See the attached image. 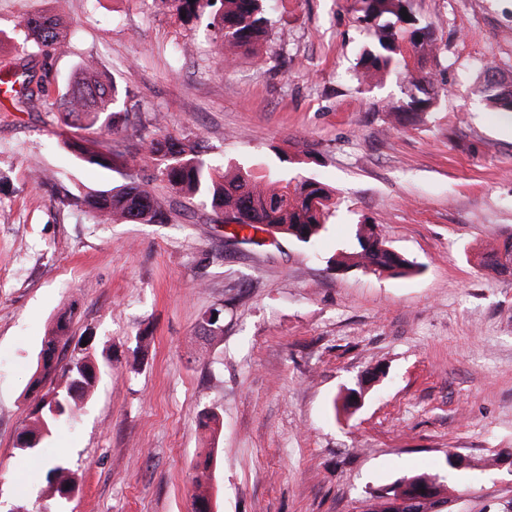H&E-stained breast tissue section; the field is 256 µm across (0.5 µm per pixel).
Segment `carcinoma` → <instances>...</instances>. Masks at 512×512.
<instances>
[{"label": "carcinoma", "mask_w": 512, "mask_h": 512, "mask_svg": "<svg viewBox=\"0 0 512 512\" xmlns=\"http://www.w3.org/2000/svg\"><path fill=\"white\" fill-rule=\"evenodd\" d=\"M167 11L186 24L213 14L214 33L224 44L226 61L245 55L254 49L269 33L270 21L264 9V0H160ZM410 0H357L360 22L373 30V42L363 48L359 61L361 92L371 91L384 74L403 69L411 74L405 100L392 104L388 115L399 125H410L436 107L441 92L429 93L428 61L437 58L439 47L427 26L416 23L413 16L403 18L402 9L409 8ZM67 27L51 15L41 16L35 25H27V41L32 56L48 60L66 43ZM13 77L20 84L25 98L48 95L49 71L37 73L29 59L16 63ZM496 67L485 68V84L480 88L485 105L496 112H512V89L494 82ZM105 115L108 128L114 134L124 131L130 111L119 104L115 86L91 71L87 64L78 67L71 93L62 104L61 120L73 125L89 116ZM68 147L82 162L102 168H112L113 154L98 149L94 141L70 143ZM149 155L160 161V176L169 188L180 195L209 196L211 207L218 215L240 228L271 232L309 244L318 239L335 205L333 191L320 181L300 173L257 175L251 169H240L231 174L219 172L210 160L198 150L196 143L183 141L172 135L151 137L147 141ZM68 204L85 206L86 213L97 221L116 224H163L167 209L143 182L130 180L125 185L100 190L94 194L71 195ZM378 225L363 222L355 225L353 246L332 260L337 269L362 268L374 274L405 277L418 272L420 265L403 254L396 255L382 249L386 242L377 231ZM486 265L504 273L512 269V240L503 248L489 254ZM66 319L58 321L56 330L46 336L41 353H54L65 340L61 333ZM51 379L49 388L34 398L33 413L37 414L28 426L26 452L40 448L42 440L53 428L74 417L80 405L97 386L94 362L83 355L64 366L44 362L40 380ZM211 452L196 463L195 481L198 492L193 497L192 512H211V501L203 489V478L209 468ZM53 495L66 500L76 491L70 468L62 461H54L47 474ZM435 474H418L404 478L391 486L386 494L410 501L404 512H432L441 502L428 498L420 490L435 482Z\"/></svg>", "instance_id": "carcinoma-1"}]
</instances>
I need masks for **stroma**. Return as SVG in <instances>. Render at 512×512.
<instances>
[{"instance_id":"obj_1","label":"stroma","mask_w":512,"mask_h":512,"mask_svg":"<svg viewBox=\"0 0 512 512\" xmlns=\"http://www.w3.org/2000/svg\"><path fill=\"white\" fill-rule=\"evenodd\" d=\"M410 6L448 96L402 127L388 115L402 75L357 91L373 32L354 0H267L266 42L231 65L206 20L181 23L159 0H0V79L27 16L48 11L70 32L49 61L51 98L90 62L132 108L114 135L0 94V512H191L201 448L212 512H367L397 480L444 474L451 452L448 512H512V273L481 264L512 238V121L476 91L487 61L512 77V0ZM165 134L217 167L305 168L336 191L320 241L240 239L206 198L173 196L145 156ZM82 138L143 161L80 162L65 142ZM131 177L172 201L168 223H97L58 202ZM363 221L420 271L332 268ZM214 307L219 339L199 333ZM62 317V361L90 348L112 366L24 453L41 342ZM59 458L78 484L60 505L47 484Z\"/></svg>"}]
</instances>
